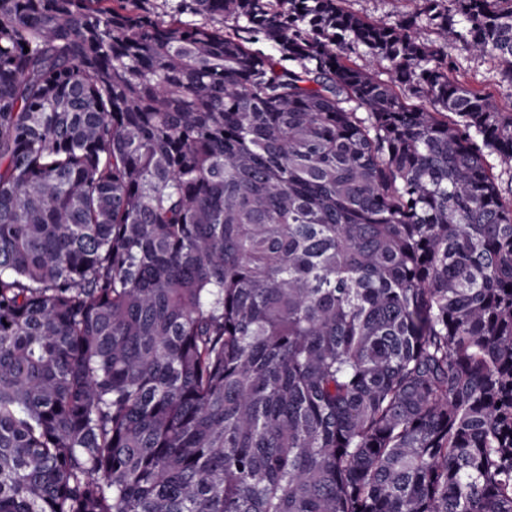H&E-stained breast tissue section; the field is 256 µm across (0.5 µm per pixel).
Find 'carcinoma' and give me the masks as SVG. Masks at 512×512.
<instances>
[{"label": "carcinoma", "mask_w": 512, "mask_h": 512, "mask_svg": "<svg viewBox=\"0 0 512 512\" xmlns=\"http://www.w3.org/2000/svg\"><path fill=\"white\" fill-rule=\"evenodd\" d=\"M412 2L0 0V512H512V0ZM344 6L356 14L387 25L397 24L403 15L414 9V3L401 0H347ZM448 55L457 63L458 78L470 87L491 92L495 101L502 108H512V88L496 85L498 65L488 57L472 55L464 51L458 44L448 40L445 45Z\"/></svg>", "instance_id": "1"}]
</instances>
